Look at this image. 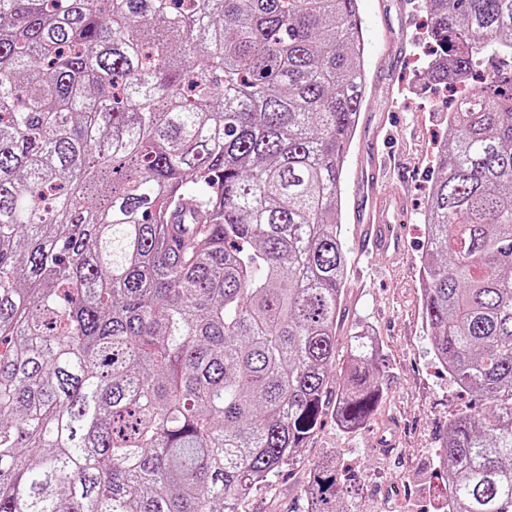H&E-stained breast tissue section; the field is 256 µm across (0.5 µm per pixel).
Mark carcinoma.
Masks as SVG:
<instances>
[{
  "instance_id": "cac0c4a2",
  "label": "carcinoma",
  "mask_w": 512,
  "mask_h": 512,
  "mask_svg": "<svg viewBox=\"0 0 512 512\" xmlns=\"http://www.w3.org/2000/svg\"><path fill=\"white\" fill-rule=\"evenodd\" d=\"M448 113L423 316L486 407L436 456L512 512V0H423ZM357 0H0V512H245L323 423L375 417L340 340ZM348 493L333 460L311 512Z\"/></svg>"
}]
</instances>
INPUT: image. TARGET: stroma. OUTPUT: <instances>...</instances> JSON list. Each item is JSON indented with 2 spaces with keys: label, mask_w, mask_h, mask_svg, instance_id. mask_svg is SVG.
<instances>
[{
  "label": "stroma",
  "mask_w": 512,
  "mask_h": 512,
  "mask_svg": "<svg viewBox=\"0 0 512 512\" xmlns=\"http://www.w3.org/2000/svg\"><path fill=\"white\" fill-rule=\"evenodd\" d=\"M358 15L368 87L341 182L349 257L345 320L377 340L384 399L375 420L359 431L346 433L325 421L289 475L273 491L260 492L250 512H307L309 474L331 457L350 487L338 503L341 512H385V490L393 483L403 487L394 512H437L444 482L434 450L453 415L484 406L474 393L450 382L435 360L422 315L424 209L453 95L425 78L432 43L417 0H358ZM382 121L394 134L397 162L411 169L403 226L408 255L402 262L371 261L356 247L351 192L359 146Z\"/></svg>",
  "instance_id": "35a3bbf8"
}]
</instances>
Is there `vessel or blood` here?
Wrapping results in <instances>:
<instances>
[{
    "mask_svg": "<svg viewBox=\"0 0 512 512\" xmlns=\"http://www.w3.org/2000/svg\"><path fill=\"white\" fill-rule=\"evenodd\" d=\"M394 169V164L379 156L375 144H367L352 193L355 220L363 226V252L391 259L402 255L400 226L406 216L405 180L396 177Z\"/></svg>",
    "mask_w": 512,
    "mask_h": 512,
    "instance_id": "obj_1",
    "label": "vessel or blood"
}]
</instances>
